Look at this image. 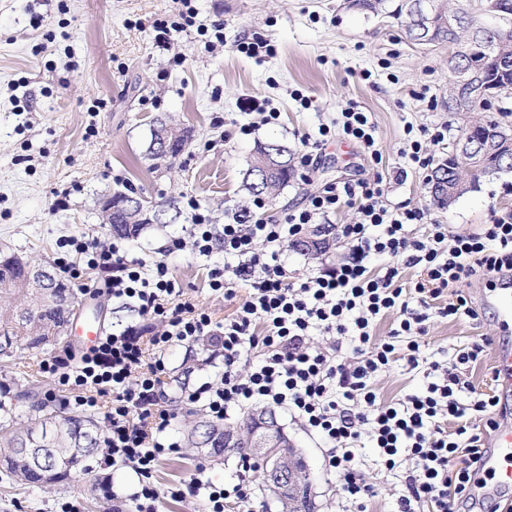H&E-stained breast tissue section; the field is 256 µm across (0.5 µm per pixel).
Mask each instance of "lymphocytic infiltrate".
<instances>
[{"label":"lymphocytic infiltrate","mask_w":512,"mask_h":512,"mask_svg":"<svg viewBox=\"0 0 512 512\" xmlns=\"http://www.w3.org/2000/svg\"><path fill=\"white\" fill-rule=\"evenodd\" d=\"M319 140L301 136V164L310 166L331 135L359 144L370 164L379 165L376 127L369 113L354 108L322 127ZM447 125L409 134L393 174L396 182L428 169L434 157L426 143L440 144ZM357 220L333 225L346 241L347 260L335 267L289 278L281 259L283 245L301 235L317 219L343 208ZM192 243L171 240L168 252L192 248L208 257L224 253V264L211 268L209 286L236 295L248 294L235 314L217 322L185 298L165 261L146 262L129 256L118 243L74 240L75 253L88 265L111 271L105 283L113 298L133 306L147 322L102 338L80 359H54L45 367L61 385L77 389L75 406H97L106 397L107 456L130 467L139 478L131 500L136 512H156L160 492L153 480L158 463L178 452L166 437L171 414L164 400L161 357L178 344L194 349L211 339L224 358L219 379L189 392L190 401H204L213 417L256 404L287 409L328 444L327 470L336 476L338 512H369L375 495L363 472V449L375 451V462L398 480L396 512H458L471 500L474 467L486 449L485 437L497 426L498 395L476 392L462 369L486 357L491 338L467 343L439 362L423 352L432 317L477 319L478 313L459 285L472 278L512 272V211H495L488 223L464 234H449L447 225L427 220L425 211L405 203L388 204L382 175L337 181L311 194L306 203L288 210L283 219L266 214L256 198L213 234L209 215L193 212ZM428 224L426 237L411 228ZM386 264H379V257ZM419 268L420 277L405 284L403 273ZM452 301H445L446 291ZM397 324L377 337L373 325L387 313ZM331 336L316 346L314 332ZM422 370L428 383L418 393L386 402L377 394L378 375L393 365ZM249 463H241L232 487L191 475L172 490L175 498L204 499L207 512H225L230 503L251 498Z\"/></svg>","instance_id":"1"}]
</instances>
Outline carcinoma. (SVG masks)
<instances>
[{
	"label": "carcinoma",
	"instance_id": "obj_1",
	"mask_svg": "<svg viewBox=\"0 0 512 512\" xmlns=\"http://www.w3.org/2000/svg\"><path fill=\"white\" fill-rule=\"evenodd\" d=\"M349 7L372 14L387 12L389 0H347ZM496 16L503 21L498 26H484L471 12L445 9L429 43H443L451 36L464 38L476 30L477 38L469 57L461 65L482 75L497 85V91L512 90V0H499ZM512 172L490 162L462 170L470 187L490 175ZM147 228L145 224H110L112 235L133 238ZM291 247L306 253H321L328 240L309 243L299 238ZM80 299V294L65 285L57 276L50 277L45 288H32L26 272L14 252L0 251V359L18 354L43 352L67 342L69 326L68 302ZM17 399L28 404L26 417L15 415L12 408L0 401V467L14 481L50 487L80 480L92 473L91 460L105 445L104 425L91 413L49 404L40 396L38 384L26 381L20 385ZM251 411L232 424L205 418L196 410L194 420L184 429V447H211L209 457H219L231 451L240 459L253 458L257 470L265 471L266 463L254 458L252 452L255 424ZM301 477L295 489L286 497L277 498L280 512H312L310 484L303 460H297Z\"/></svg>",
	"mask_w": 512,
	"mask_h": 512
}]
</instances>
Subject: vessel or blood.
<instances>
[{
    "label": "vessel or blood",
    "mask_w": 512,
    "mask_h": 512,
    "mask_svg": "<svg viewBox=\"0 0 512 512\" xmlns=\"http://www.w3.org/2000/svg\"><path fill=\"white\" fill-rule=\"evenodd\" d=\"M503 331L512 330V278L500 280L497 288L483 296ZM496 386L501 400L512 397V342L502 341L493 349ZM482 480L474 494L482 501L499 505L512 493V425L500 426L494 433L490 447L481 463Z\"/></svg>",
    "instance_id": "b4317fda"
}]
</instances>
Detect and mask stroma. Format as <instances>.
<instances>
[{
  "instance_id": "1",
  "label": "stroma",
  "mask_w": 512,
  "mask_h": 512,
  "mask_svg": "<svg viewBox=\"0 0 512 512\" xmlns=\"http://www.w3.org/2000/svg\"><path fill=\"white\" fill-rule=\"evenodd\" d=\"M196 26L175 33L171 50L157 47L155 26L174 21L173 0H0V248L56 261L72 238L110 239L96 206L106 193L134 189L151 204L173 202L177 215L156 224L127 250L152 260L166 258L189 298L216 320L232 317L245 298L208 286L209 267L223 265L222 252L203 257L191 250L163 256L174 238L190 230L188 199H195L220 225L251 198L244 176L257 143L269 140L300 152L301 135L317 136L320 125L357 104L376 126L391 202L423 207L429 218L447 224L450 234L488 222L492 210L512 211V173L484 178L451 207L438 206L424 175L391 181L405 145V128L447 124V141L430 146L435 161L448 155L467 119L446 110L448 51L409 40L396 21L347 7L344 0H192ZM224 26V44L210 48L198 25ZM263 40L271 55L238 51L241 42ZM311 99L310 109L294 92ZM257 98L278 112L275 123L244 135L252 122L242 104ZM172 117L191 135L172 164L146 156L150 128ZM367 164L356 143L340 138L326 147L318 166L306 169L275 194L266 196L270 215L279 217L325 183L361 178ZM64 206H57V199ZM347 246L311 256L286 248L288 275L301 278L342 262ZM80 280L102 305L106 332L142 324L102 289L107 271L74 259ZM478 320L433 318L427 341L433 352H448L482 336L500 338L492 311ZM53 353L24 354L0 363V400L13 402L16 378L42 381L46 393H61L41 369ZM277 415L310 472L314 512H336L337 483L325 469V444L288 410ZM195 458L179 453L162 460L155 482L164 496L161 512H202L201 501L171 497L193 472ZM138 477L121 465L95 466L91 484L49 488L15 485L0 473V512H62L65 503L90 512L98 501L110 512L113 497L128 498Z\"/></svg>"
}]
</instances>
